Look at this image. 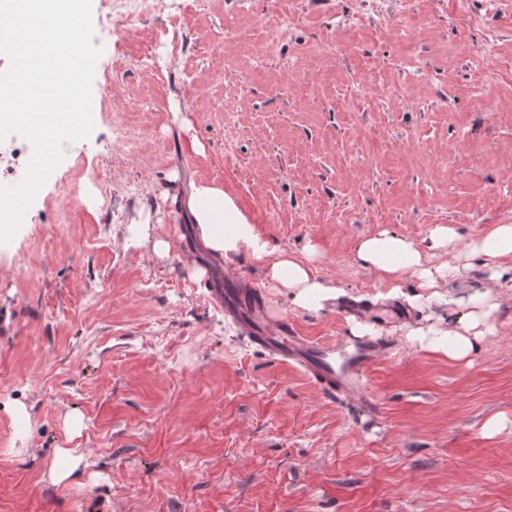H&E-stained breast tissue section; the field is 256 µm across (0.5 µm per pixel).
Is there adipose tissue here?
<instances>
[{
	"instance_id": "1",
	"label": "adipose tissue",
	"mask_w": 512,
	"mask_h": 512,
	"mask_svg": "<svg viewBox=\"0 0 512 512\" xmlns=\"http://www.w3.org/2000/svg\"><path fill=\"white\" fill-rule=\"evenodd\" d=\"M188 209L195 233L201 245L224 257L241 253L255 260H270V244L250 224L235 202L219 188L199 185L194 187ZM358 259L375 269L389 284H396L404 275L418 276L423 287H436L438 281L453 279L458 274L456 265L447 263L429 269L423 264L420 248L405 237L389 232L363 239L357 250ZM313 256L270 261V277L291 290L295 302L303 309L322 308L332 290L313 272ZM463 313L456 325L445 331L433 332L424 344L433 352L452 361L471 356L482 336L493 332V314L497 302L485 293L476 292L461 300Z\"/></svg>"
}]
</instances>
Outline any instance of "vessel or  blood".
Instances as JSON below:
<instances>
[{
  "mask_svg": "<svg viewBox=\"0 0 512 512\" xmlns=\"http://www.w3.org/2000/svg\"><path fill=\"white\" fill-rule=\"evenodd\" d=\"M208 294L225 316L243 327L256 348L299 368L329 398L356 400L374 408L363 376L387 354L386 344L354 335L338 345L304 336L292 322L269 320L262 294L237 278H225L223 287L209 289Z\"/></svg>",
  "mask_w": 512,
  "mask_h": 512,
  "instance_id": "b4317fda",
  "label": "vessel or blood"
}]
</instances>
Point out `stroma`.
<instances>
[{
    "instance_id": "obj_1",
    "label": "stroma",
    "mask_w": 512,
    "mask_h": 512,
    "mask_svg": "<svg viewBox=\"0 0 512 512\" xmlns=\"http://www.w3.org/2000/svg\"><path fill=\"white\" fill-rule=\"evenodd\" d=\"M158 0L100 40L94 129L63 143L0 243V512H512V277L471 258L405 322L357 248L383 231L451 261L512 224V6L492 0ZM224 190L277 252L317 249L316 312L267 262L205 252L192 186ZM168 239L167 256L131 230ZM205 268L204 280L193 276ZM240 277L314 339L355 321L389 346L378 411L329 400L249 342L205 282ZM490 293L497 332L460 362L415 333ZM25 407L28 423L14 416ZM78 428H70L73 417ZM84 464L54 484L56 452Z\"/></svg>"
}]
</instances>
